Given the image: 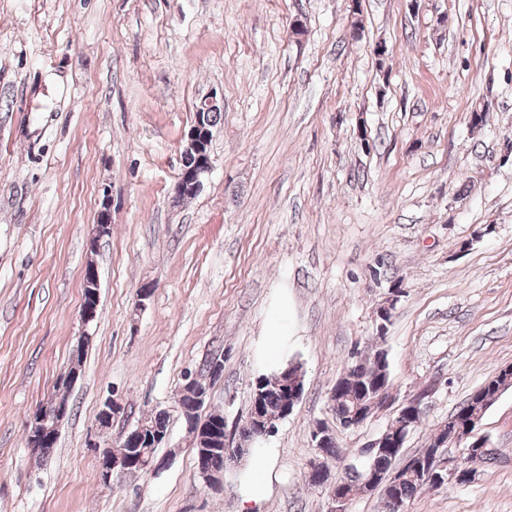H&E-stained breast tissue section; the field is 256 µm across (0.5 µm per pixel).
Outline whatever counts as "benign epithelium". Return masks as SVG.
Masks as SVG:
<instances>
[{
    "label": "benign epithelium",
    "instance_id": "obj_1",
    "mask_svg": "<svg viewBox=\"0 0 512 512\" xmlns=\"http://www.w3.org/2000/svg\"><path fill=\"white\" fill-rule=\"evenodd\" d=\"M223 108V101L211 94L202 99L196 108L194 121L187 132L183 153L194 156V164L189 168L181 170L178 178L177 191L179 194H194L203 187V180L209 174L212 167V160L206 147L210 134L211 114L220 112ZM85 296L91 301H82L80 318L83 325L88 326L96 320V307L92 302H100L99 272L93 263L86 266L83 274ZM81 377V367L73 366L66 377V384L60 385V391L49 396L33 412L27 434V447L38 450L41 444L49 439L58 436L59 425L70 412L69 401L64 398L69 389L73 387ZM303 379L300 377L288 380L285 386L288 399L286 402L284 416H289L303 395ZM209 387H200L196 391L190 406L178 404V408L187 421V426L196 422V415L206 402ZM260 391H255L252 398L249 417L254 421L251 431H241L239 439L228 433L224 434L221 441L222 448H210L197 452L196 470L197 476L210 488H216L221 484V477L226 463L234 464L241 458L248 449L254 447L258 439H266L276 433V426L273 421L265 418L259 413ZM389 397L385 394H375L370 399L347 400L331 393L328 397L329 411L336 422V425L345 430H355L362 426L366 418L370 417L377 410L386 406ZM424 399L418 396L405 399L399 408L393 411L387 428L400 430V442H405L410 433V426L414 416L422 412ZM123 412L122 405L114 398L105 400L99 415L96 419V427L100 430H107L112 427V421ZM481 423V415H475L463 423L452 419L448 420V430L451 437L461 441L471 440V446L479 449L482 457L486 458L495 454L488 440L478 434ZM168 437V433L153 428L145 421H140L128 429L122 439L118 442L108 444L98 450L99 475L101 481L109 485L115 475L126 476L155 472L161 469L164 461L146 459V450L162 445ZM334 437L333 426L328 423H317L312 429L311 439L315 440L316 455H321V448L326 439ZM465 466L454 458H447L443 463H437L434 473L435 482L456 483L464 477ZM350 500L346 497L339 485L332 487L327 512H347Z\"/></svg>",
    "mask_w": 512,
    "mask_h": 512
}]
</instances>
